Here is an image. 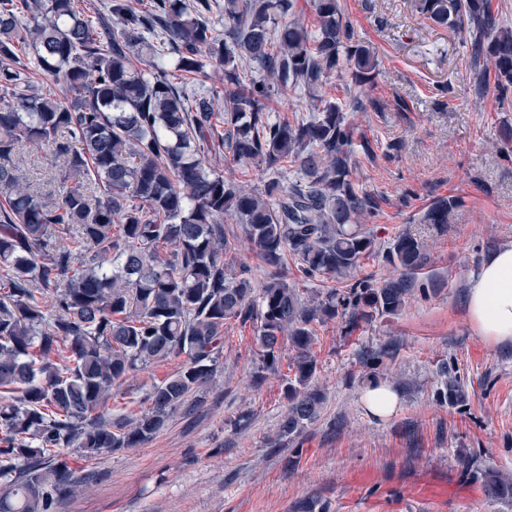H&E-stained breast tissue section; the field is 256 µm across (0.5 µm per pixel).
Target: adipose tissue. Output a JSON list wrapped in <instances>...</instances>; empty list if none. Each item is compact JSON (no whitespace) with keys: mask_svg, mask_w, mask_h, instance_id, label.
<instances>
[{"mask_svg":"<svg viewBox=\"0 0 512 512\" xmlns=\"http://www.w3.org/2000/svg\"><path fill=\"white\" fill-rule=\"evenodd\" d=\"M471 324L487 341L512 342V246L498 249L467 290Z\"/></svg>","mask_w":512,"mask_h":512,"instance_id":"obj_1","label":"adipose tissue"}]
</instances>
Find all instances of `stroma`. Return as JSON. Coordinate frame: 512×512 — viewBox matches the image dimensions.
Masks as SVG:
<instances>
[{"label": "stroma", "mask_w": 512, "mask_h": 512, "mask_svg": "<svg viewBox=\"0 0 512 512\" xmlns=\"http://www.w3.org/2000/svg\"><path fill=\"white\" fill-rule=\"evenodd\" d=\"M341 3L380 61L370 94L388 104L348 115L376 152L355 155L360 190L380 200L379 218L365 226L384 248L410 232L427 255L405 307L369 323L316 324L314 383L326 403L302 435L284 438L286 376L260 372L253 325L230 321L216 381L194 392V413L174 412L140 447L72 456L81 488L53 512H290L310 496L329 512H430L410 495L425 479L451 483L442 512H512L464 467L471 460L512 475V344L480 336L465 306L472 274L512 245V159L499 152L512 98L476 97L461 34L412 12L411 0ZM438 85L445 94L434 95ZM400 99L408 111H397ZM448 195L462 204L447 223L421 222L424 208ZM180 365L172 357L131 375L108 415L140 416L150 387ZM451 376L465 402L440 401ZM375 380L399 399L386 420L362 404Z\"/></svg>", "instance_id": "35a3bbf8"}]
</instances>
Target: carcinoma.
Here are the masks:
<instances>
[{
  "instance_id": "carcinoma-1",
  "label": "carcinoma",
  "mask_w": 512,
  "mask_h": 512,
  "mask_svg": "<svg viewBox=\"0 0 512 512\" xmlns=\"http://www.w3.org/2000/svg\"><path fill=\"white\" fill-rule=\"evenodd\" d=\"M224 0V31L211 0H111L93 24L79 0H0V512H51L77 486L68 449L85 458L137 448L195 391L211 385L230 321H251L262 369L294 351L279 435H300L320 416L314 326L370 322L405 305L426 262L409 233L382 252L360 227L379 213L354 178L349 112H380L366 89L378 58L356 36L340 0ZM414 10L463 34L478 96L512 93V27L493 0H413ZM224 70L223 106L171 81ZM38 72L69 93L32 89ZM335 78L347 100L317 91ZM312 93L307 117L271 115L273 97ZM224 112V130L216 113ZM51 158L40 179L21 170L29 151ZM268 175L263 187L212 168L219 151ZM293 167L296 177L287 176ZM50 184L53 189L46 190ZM458 196L421 215L448 223ZM244 227L267 273L234 269L224 224ZM384 253L399 276L357 279L343 290L288 285V260L305 281L347 280ZM184 357L152 386L139 417L106 420L127 376ZM441 397L466 399L458 381ZM489 495L512 499V477L467 465Z\"/></svg>"
}]
</instances>
